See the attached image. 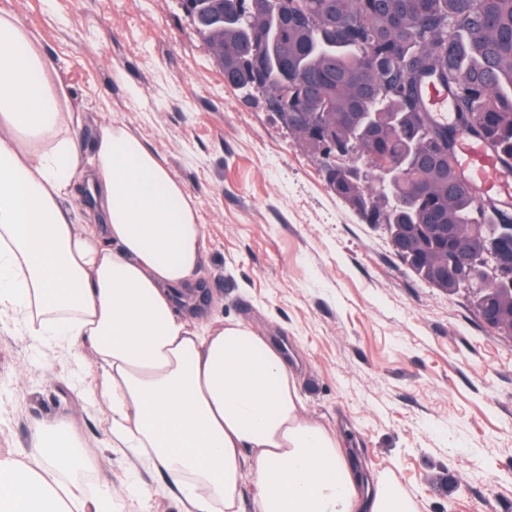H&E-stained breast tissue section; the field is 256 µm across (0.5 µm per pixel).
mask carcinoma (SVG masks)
I'll use <instances>...</instances> for the list:
<instances>
[{
  "label": "carcinoma",
  "mask_w": 512,
  "mask_h": 512,
  "mask_svg": "<svg viewBox=\"0 0 512 512\" xmlns=\"http://www.w3.org/2000/svg\"><path fill=\"white\" fill-rule=\"evenodd\" d=\"M224 54L232 86L266 96L269 111L321 163V144L296 126L303 113L348 136L346 158L369 170H336L337 198L368 224H457L471 234V279L440 290H465L475 311L494 306V334L512 339V290H481V262L512 230L502 210L455 166L456 139L466 133L512 164V0H224V17L198 31ZM443 87L457 105L453 128L429 112L423 88ZM448 165H429L439 148ZM379 182V188L372 183ZM424 183L426 194L413 189ZM416 242L398 256L437 287Z\"/></svg>",
  "instance_id": "cac0c4a2"
}]
</instances>
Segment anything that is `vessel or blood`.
<instances>
[{
	"label": "vessel or blood",
	"mask_w": 512,
	"mask_h": 512,
	"mask_svg": "<svg viewBox=\"0 0 512 512\" xmlns=\"http://www.w3.org/2000/svg\"><path fill=\"white\" fill-rule=\"evenodd\" d=\"M430 112L442 120L451 117L452 98L441 88L431 86L426 92ZM458 166L466 178L484 187L501 206L512 207V168L502 164L487 152L482 143L469 137H460L457 143Z\"/></svg>",
	"instance_id": "b4317fda"
}]
</instances>
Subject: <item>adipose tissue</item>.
<instances>
[{
  "instance_id": "adipose-tissue-1",
  "label": "adipose tissue",
  "mask_w": 512,
  "mask_h": 512,
  "mask_svg": "<svg viewBox=\"0 0 512 512\" xmlns=\"http://www.w3.org/2000/svg\"><path fill=\"white\" fill-rule=\"evenodd\" d=\"M52 69L0 12V331L89 357L83 391L104 397L111 450L164 479L135 502L237 512L248 484L258 512H412L387 480L361 488L335 432L304 414L279 346L178 311L205 247L192 198L120 122L86 156ZM83 184L96 205L81 216L67 203ZM93 467L56 419L0 459V512H121L111 488L80 480Z\"/></svg>"
}]
</instances>
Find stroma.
Masks as SVG:
<instances>
[{"label": "stroma", "mask_w": 512, "mask_h": 512, "mask_svg": "<svg viewBox=\"0 0 512 512\" xmlns=\"http://www.w3.org/2000/svg\"><path fill=\"white\" fill-rule=\"evenodd\" d=\"M35 33L95 151L117 120L172 171L206 230L184 309L235 318L280 346L304 410L358 471L389 477L415 512H512V339L465 292L419 280L383 227L330 191L262 94L224 80L180 0H0ZM87 364L0 333V456L65 418L92 487L160 478L108 446L77 386Z\"/></svg>", "instance_id": "obj_1"}]
</instances>
